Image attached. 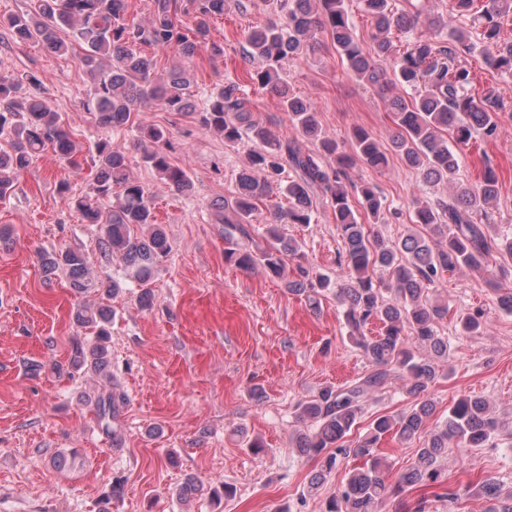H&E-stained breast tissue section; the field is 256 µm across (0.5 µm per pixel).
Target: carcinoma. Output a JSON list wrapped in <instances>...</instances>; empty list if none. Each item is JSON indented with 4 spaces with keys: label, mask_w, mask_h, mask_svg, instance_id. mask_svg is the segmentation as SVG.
Instances as JSON below:
<instances>
[{
    "label": "carcinoma",
    "mask_w": 512,
    "mask_h": 512,
    "mask_svg": "<svg viewBox=\"0 0 512 512\" xmlns=\"http://www.w3.org/2000/svg\"><path fill=\"white\" fill-rule=\"evenodd\" d=\"M361 2L374 22L368 43L353 29L346 0H265L276 19L244 35L246 57L260 62L246 70L247 78L276 95L295 137L277 134L254 120L252 102L235 81L214 88L199 113L201 127L224 136V142L235 144L247 135L256 143L239 175L236 195L224 202L220 223L226 261L245 270L259 265L273 277H284V258L299 260L302 254L299 242L283 236L279 225L311 223L313 192L329 203L341 237L347 278L336 297L370 370L300 403L301 426L291 437V448L319 462L309 479L311 491L327 483L342 456L363 458L365 467L353 471L326 499L324 512H379V505L404 487L436 483L448 449L484 448L502 429L485 398L463 396L448 407V420L426 432L435 411L428 393L441 377L440 362L451 355V343L439 330L448 304L433 299L429 291L444 272L461 266L477 271L495 259L484 226L487 207L499 194L497 173L486 167L476 184L457 181L454 175L461 147L479 134L493 136L503 107L494 93L475 92L471 71L458 58L478 50L490 68L512 75V40L500 37L502 19L512 14V0H455L458 16L470 15L482 24L479 46L469 31L430 18L429 0H403L400 5L395 0ZM230 4L231 0H153L146 21L129 22L126 0H35L30 11L0 18V27L18 41L40 42L58 55L73 50L59 29L72 30L94 87L86 110L102 127L123 128L146 105H159L166 112L194 109L189 94L193 58L206 43L211 17L224 14ZM424 20L435 27L434 36L411 37L405 50L390 58L391 32L409 33ZM319 34L330 38L354 77L387 97L394 124L391 150L425 182L451 185L448 200L426 202L415 210V228L398 242H385L378 229L383 201L375 187L344 183L357 160L374 171L387 166L388 156L373 134L354 127L355 155L340 151L338 141L324 131L316 106L290 91L280 77L283 63L316 44ZM141 45L172 50L182 62L162 74L153 57L135 50ZM26 85L37 87L39 80L33 74L0 76V198L13 190L16 175L47 147L70 161L81 152L62 114L42 94L26 93ZM398 88L411 89L412 97L396 93ZM301 138L316 150H303ZM140 147L150 169L174 191L187 194L193 189L188 173L170 160L164 129L141 130ZM95 151L93 192L73 196L69 184L61 181L58 194L87 223L100 225L99 250L123 260L129 277L141 287L140 303L149 307L153 271L169 256L172 243L156 223L145 185L128 173L126 154L108 140L97 142ZM327 156L336 159V166L325 161ZM287 166L295 172L285 187L289 206L276 208L265 225L267 246L252 247L247 226L253 224L256 202L267 197ZM139 228L146 232L137 233ZM41 264L46 275L65 276L79 294L91 289L109 298L118 290L109 278L92 279L85 255L78 250L48 253ZM329 284L328 277L299 263L288 290L308 296ZM112 316L108 305L80 306L75 321L91 331L93 340L75 343L70 354L72 366L87 367L102 381L106 395L98 398L96 414L106 432L127 402L109 370ZM374 322L379 324L378 334L365 336L364 328ZM456 324L463 336L485 329L479 311L459 314ZM395 384L410 399L409 408L377 417L354 447L345 445L372 397ZM422 433L426 439L414 466L395 485L387 484L381 475L384 462L374 454L377 443L386 435L406 442ZM479 494L486 500V512H512V492L503 491L496 477L486 476Z\"/></svg>",
    "instance_id": "cac0c4a2"
}]
</instances>
